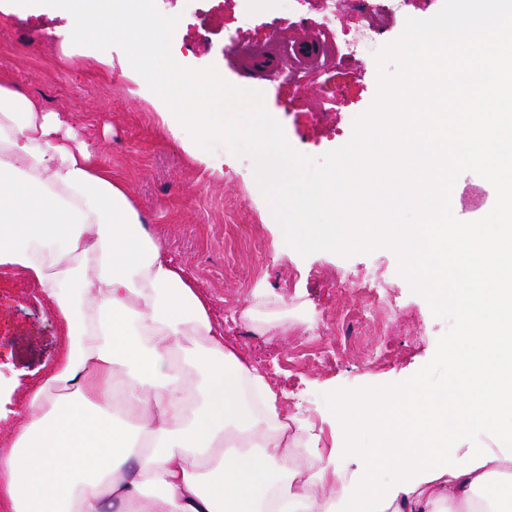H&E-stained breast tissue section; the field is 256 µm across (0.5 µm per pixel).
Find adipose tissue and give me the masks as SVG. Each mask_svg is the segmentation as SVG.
Wrapping results in <instances>:
<instances>
[{
  "label": "adipose tissue",
  "mask_w": 512,
  "mask_h": 512,
  "mask_svg": "<svg viewBox=\"0 0 512 512\" xmlns=\"http://www.w3.org/2000/svg\"><path fill=\"white\" fill-rule=\"evenodd\" d=\"M476 2L455 23L406 32L428 53L430 82L456 72L469 82L422 110L414 84L385 102L384 150L400 167L385 184L397 205L357 202L358 184L383 182L378 163L362 166L360 183L346 162L278 200L292 215L284 236L343 247L378 226L430 302L463 299L448 385L417 381L392 395L375 465L354 492L331 460L297 463L301 425L267 374L225 342L210 298L145 228L126 182L60 113L0 77V268L36 282L64 340L0 436V512H512V284L493 276L512 266V225L457 224L447 195L468 165L512 197V168L487 148L488 130L512 129V74L472 66L512 21V0ZM54 3L88 43H130V76L163 114L182 117L173 137L204 162L190 134L223 140L224 93L173 71V23L132 9L97 16L87 0ZM313 208L324 223H309ZM406 209L421 223H402ZM473 429L495 433L499 447L449 461V439Z\"/></svg>",
  "instance_id": "adipose-tissue-1"
}]
</instances>
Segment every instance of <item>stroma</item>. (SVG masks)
<instances>
[{
    "label": "stroma",
    "instance_id": "obj_1",
    "mask_svg": "<svg viewBox=\"0 0 512 512\" xmlns=\"http://www.w3.org/2000/svg\"><path fill=\"white\" fill-rule=\"evenodd\" d=\"M150 14L174 21L173 66L216 79L227 111L252 113L270 140L285 142L293 179L320 182L356 147L374 144L371 120L384 101L407 88L417 56L407 25L457 20L459 0H400L357 54L359 0H146ZM315 36L318 50L303 85L269 76L284 48ZM131 47L116 39L97 48L70 33L68 18L41 7L0 13V75L46 109L65 113L129 186L170 256L213 300V317L237 350L282 390V405L334 455L348 482L372 466L381 437L375 424L349 430L342 402L385 397L413 380L438 387L446 354L460 334L458 309L433 305L405 273L399 254L365 231L343 248L301 247L279 231L272 158L250 139L196 135L208 163L194 162L169 132L149 93L128 76ZM502 193L489 172L464 166L448 184L455 219L476 223L480 196ZM366 276L343 288L340 276ZM266 308H291L285 327L259 336L240 316L255 291ZM391 296L398 317L374 311L371 328L338 324L344 308L368 295ZM61 336L53 311L34 285L0 269V384H28L54 366Z\"/></svg>",
    "mask_w": 512,
    "mask_h": 512
}]
</instances>
